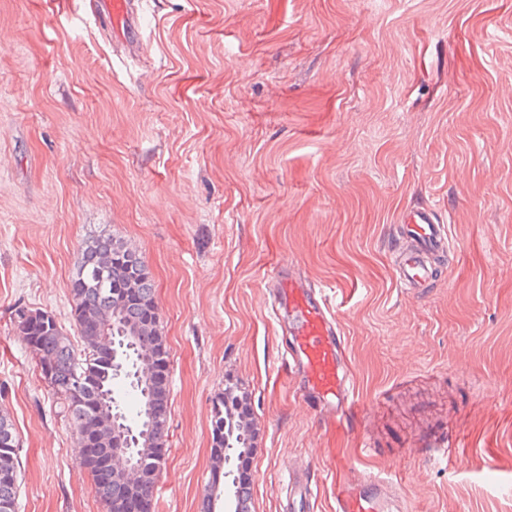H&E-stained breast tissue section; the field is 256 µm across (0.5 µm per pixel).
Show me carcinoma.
Instances as JSON below:
<instances>
[{"instance_id":"cac0c4a2","label":"carcinoma","mask_w":512,"mask_h":512,"mask_svg":"<svg viewBox=\"0 0 512 512\" xmlns=\"http://www.w3.org/2000/svg\"><path fill=\"white\" fill-rule=\"evenodd\" d=\"M74 326L82 348L74 346L54 314L20 307L14 314L19 335L27 337L38 357L41 375L62 397L63 412L76 437V446L91 477L96 496L107 512H151L157 474L167 442L168 383L156 380L170 365L162 336L155 285L141 253L127 243L99 235L86 241L70 279ZM136 327L140 345L123 346L121 330ZM108 406L139 434L150 427L140 445L143 466L134 482L123 481L115 465L104 464L108 448V413L95 407L99 389ZM247 398L227 384L212 401L211 435L214 469H223L205 488L200 512H214V490L231 484L235 512H251V484L234 464L252 442ZM0 503L18 501L20 448L11 419L0 414Z\"/></svg>"}]
</instances>
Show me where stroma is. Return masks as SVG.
Segmentation results:
<instances>
[{
  "mask_svg": "<svg viewBox=\"0 0 512 512\" xmlns=\"http://www.w3.org/2000/svg\"><path fill=\"white\" fill-rule=\"evenodd\" d=\"M94 0H0V413L19 512H105L62 401L13 324L73 332L81 247H136L170 352L154 512H200L212 399L252 407L251 512L288 473L386 478L404 512H512V0H143L138 47ZM453 252L397 287L404 211ZM324 286L365 410L298 398L268 306L281 265ZM459 440L454 461L437 454Z\"/></svg>",
  "mask_w": 512,
  "mask_h": 512,
  "instance_id": "1",
  "label": "stroma"
}]
</instances>
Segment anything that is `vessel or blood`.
<instances>
[{"label": "vessel or blood", "mask_w": 512, "mask_h": 512, "mask_svg": "<svg viewBox=\"0 0 512 512\" xmlns=\"http://www.w3.org/2000/svg\"><path fill=\"white\" fill-rule=\"evenodd\" d=\"M135 0H96L93 15L109 24L132 20ZM400 230L408 247L394 268L398 287L422 292L437 276L434 256L451 247L446 225L440 224L427 206L411 209L403 217ZM271 311L286 317L291 345L288 356L300 378L298 394L312 402L320 418L336 423L360 416L361 410L346 385L347 361L344 341L325 294L299 284L287 272H280L272 286ZM318 487L306 475L293 473L288 478L287 512H314ZM336 512H395L386 482L360 476L336 482Z\"/></svg>", "instance_id": "1"}]
</instances>
